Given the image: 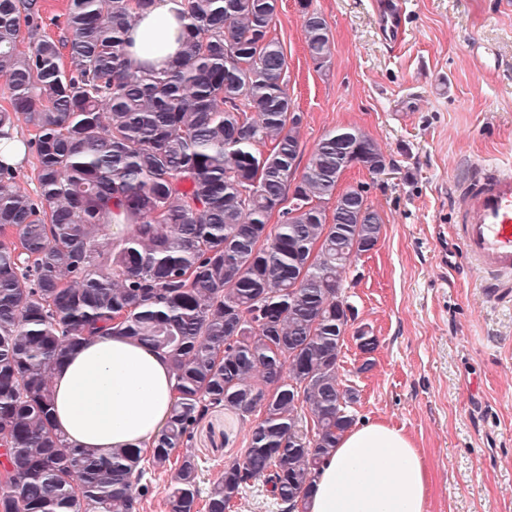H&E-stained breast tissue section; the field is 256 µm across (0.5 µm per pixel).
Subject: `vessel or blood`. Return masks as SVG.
I'll list each match as a JSON object with an SVG mask.
<instances>
[{
    "label": "vessel or blood",
    "mask_w": 512,
    "mask_h": 512,
    "mask_svg": "<svg viewBox=\"0 0 512 512\" xmlns=\"http://www.w3.org/2000/svg\"><path fill=\"white\" fill-rule=\"evenodd\" d=\"M402 14L397 0H387L381 21L386 41H399ZM453 207L462 217V252L481 270L486 288L495 293L512 288V159L471 166Z\"/></svg>",
    "instance_id": "obj_1"
}]
</instances>
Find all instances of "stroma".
Segmentation results:
<instances>
[{"mask_svg": "<svg viewBox=\"0 0 512 512\" xmlns=\"http://www.w3.org/2000/svg\"><path fill=\"white\" fill-rule=\"evenodd\" d=\"M377 0H279L274 36L287 56L288 93L311 149L325 134L357 127L380 144L386 168L348 170L341 187L365 185L384 219L376 247L343 283L377 345L353 337L339 377L358 400V424L403 430L426 464L428 512H512V295L494 296L462 256L451 208L453 181L478 161L512 150V0H405L403 41L383 40ZM325 18L333 54L310 59L303 6ZM502 63L479 69L472 43ZM247 434L213 409L195 427L200 489L224 472Z\"/></svg>", "mask_w": 512, "mask_h": 512, "instance_id": "35a3bbf8", "label": "stroma"}]
</instances>
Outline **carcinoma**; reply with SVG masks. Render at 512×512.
I'll return each instance as SVG.
<instances>
[{
	"mask_svg": "<svg viewBox=\"0 0 512 512\" xmlns=\"http://www.w3.org/2000/svg\"><path fill=\"white\" fill-rule=\"evenodd\" d=\"M151 2L68 0L69 36L56 39L43 0H0V136L20 118L32 130L38 184L21 193L0 162V512H140L143 450L96 457L52 423L54 366L110 330L171 365L177 401L150 451L171 475L170 512H229L258 479L281 512H302L356 424L338 373L354 319L341 285L383 219L353 186L327 214L345 167L338 132L297 163L278 0H181L180 56L134 71L125 36ZM304 31L323 66L325 19L305 12ZM347 133L370 173L385 169L370 136ZM217 407L261 418L201 506L199 460L176 449Z\"/></svg>",
	"mask_w": 512,
	"mask_h": 512,
	"instance_id": "obj_1",
	"label": "carcinoma"
}]
</instances>
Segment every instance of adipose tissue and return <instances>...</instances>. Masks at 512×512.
<instances>
[{
  "label": "adipose tissue",
  "mask_w": 512,
  "mask_h": 512,
  "mask_svg": "<svg viewBox=\"0 0 512 512\" xmlns=\"http://www.w3.org/2000/svg\"><path fill=\"white\" fill-rule=\"evenodd\" d=\"M177 0H154L127 34L131 67L166 69L182 44ZM53 422L71 444L106 454L151 443L175 404L166 357L119 335L68 349L52 372ZM305 512H428L424 461L401 431H347L324 462Z\"/></svg>",
  "instance_id": "1"
}]
</instances>
